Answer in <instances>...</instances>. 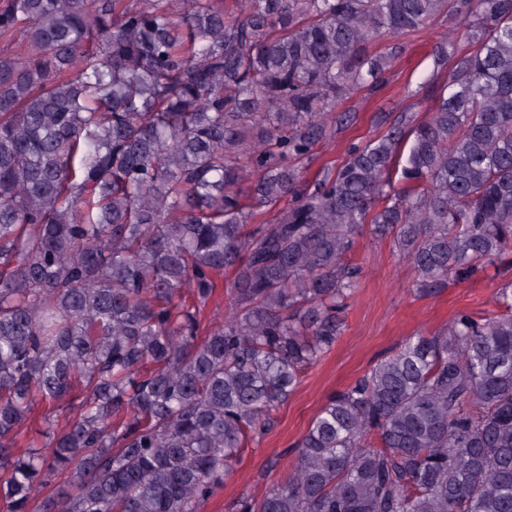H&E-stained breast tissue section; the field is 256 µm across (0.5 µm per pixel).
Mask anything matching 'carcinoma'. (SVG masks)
I'll return each instance as SVG.
<instances>
[{
    "label": "carcinoma",
    "instance_id": "cac0c4a2",
    "mask_svg": "<svg viewBox=\"0 0 512 512\" xmlns=\"http://www.w3.org/2000/svg\"><path fill=\"white\" fill-rule=\"evenodd\" d=\"M442 13L464 51L427 120L302 190L400 50L367 45ZM4 36L0 512H199L336 345L365 229L421 295L512 269V0H0ZM495 301L330 398L235 512H512V279ZM232 280L231 272H224L223 275L215 279V288L213 294L206 304L202 318L204 330L209 324H219L224 321L225 306L229 299V284Z\"/></svg>",
    "mask_w": 512,
    "mask_h": 512
}]
</instances>
